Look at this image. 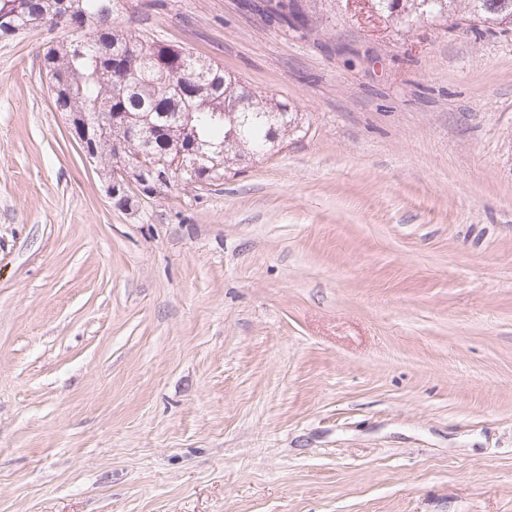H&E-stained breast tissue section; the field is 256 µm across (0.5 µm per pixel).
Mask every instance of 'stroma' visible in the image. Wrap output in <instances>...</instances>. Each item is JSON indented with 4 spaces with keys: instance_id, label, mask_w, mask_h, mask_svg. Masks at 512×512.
Listing matches in <instances>:
<instances>
[{
    "instance_id": "obj_1",
    "label": "stroma",
    "mask_w": 512,
    "mask_h": 512,
    "mask_svg": "<svg viewBox=\"0 0 512 512\" xmlns=\"http://www.w3.org/2000/svg\"><path fill=\"white\" fill-rule=\"evenodd\" d=\"M265 4L129 0L307 131L127 205L0 38V512H512V30Z\"/></svg>"
}]
</instances>
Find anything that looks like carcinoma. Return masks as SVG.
<instances>
[{
    "label": "carcinoma",
    "instance_id": "obj_1",
    "mask_svg": "<svg viewBox=\"0 0 512 512\" xmlns=\"http://www.w3.org/2000/svg\"><path fill=\"white\" fill-rule=\"evenodd\" d=\"M385 20L411 30L422 20L512 26V0H368ZM125 0H0V37L14 38L67 16L65 37L47 47L42 69L57 111L106 131L95 140L106 179L112 158L142 153L164 172L198 151L210 161L193 171L200 183L224 179L246 156L275 154L302 132L290 104L254 92L224 67L116 24ZM85 46L78 51L74 42Z\"/></svg>",
    "mask_w": 512,
    "mask_h": 512
}]
</instances>
